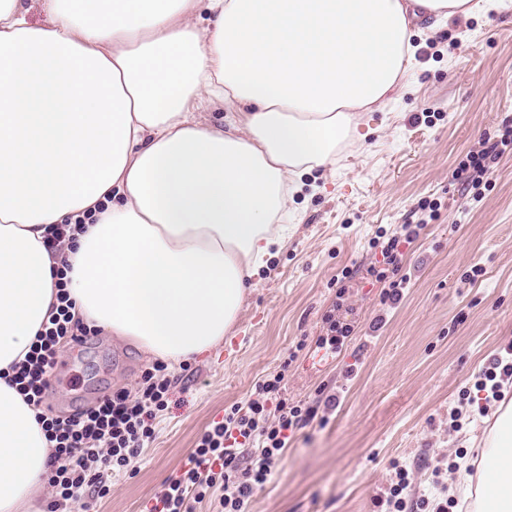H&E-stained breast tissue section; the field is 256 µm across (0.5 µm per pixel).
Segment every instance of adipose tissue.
<instances>
[{
  "label": "adipose tissue",
  "mask_w": 512,
  "mask_h": 512,
  "mask_svg": "<svg viewBox=\"0 0 512 512\" xmlns=\"http://www.w3.org/2000/svg\"><path fill=\"white\" fill-rule=\"evenodd\" d=\"M0 0V512H39L50 444L8 380L68 262L76 315L178 361L231 333L288 238L303 174L336 164L401 89L412 23L472 0ZM211 12V29L194 21ZM230 111L202 126L203 102ZM83 219L62 252L54 224ZM473 512H512V403L480 450Z\"/></svg>",
  "instance_id": "1"
}]
</instances>
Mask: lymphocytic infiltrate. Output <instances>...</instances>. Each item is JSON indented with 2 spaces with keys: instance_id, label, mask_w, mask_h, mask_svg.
<instances>
[{
  "instance_id": "f902f5d3",
  "label": "lymphocytic infiltrate",
  "mask_w": 512,
  "mask_h": 512,
  "mask_svg": "<svg viewBox=\"0 0 512 512\" xmlns=\"http://www.w3.org/2000/svg\"><path fill=\"white\" fill-rule=\"evenodd\" d=\"M512 153V124H504L498 139L468 153L455 177L472 201H480L481 186L492 165ZM422 224H404L382 246L384 269L375 273L387 281L383 297L397 301L406 277L388 279L386 266L396 264L402 245L418 240ZM56 304L37 332L26 359L12 377L26 402L41 407L51 389L61 343L86 341V326L74 318L75 304L67 289L65 269L55 271ZM283 373L258 380L246 405L235 404L199 435L189 466L167 479L149 512H195L197 504L216 499L220 512H250L254 495L268 481L274 462L295 433L312 422L316 407L290 403L281 396ZM137 393L113 392L94 405L66 417L40 415L39 421L54 451L48 484L54 498L47 512L73 507L93 512L96 500L109 495L111 476L126 472L146 444L155 438V425L169 406L171 380L158 361L139 376Z\"/></svg>"
}]
</instances>
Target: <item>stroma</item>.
I'll return each instance as SVG.
<instances>
[{"label": "stroma", "mask_w": 512, "mask_h": 512, "mask_svg": "<svg viewBox=\"0 0 512 512\" xmlns=\"http://www.w3.org/2000/svg\"><path fill=\"white\" fill-rule=\"evenodd\" d=\"M411 44L416 63L402 90L363 115L335 167L302 176L288 240L253 278L231 334L191 359L190 371L170 363L172 403L156 438L130 474L113 478L98 512H144L205 427L279 371L289 402L323 394L336 407L296 434L251 512H379L376 499L401 468L410 482L404 512H431L445 499L448 512H465L456 473L478 466L496 410L512 402V380L498 401H482L475 387L512 344V156L494 167L478 203L454 171L512 121V0L415 31ZM425 200L439 202V217L403 247L409 282L400 301L383 305L384 286L367 273L381 254L368 242L416 223ZM333 309L353 331L327 357L312 346ZM57 361L50 415L116 389L136 392L153 363L102 329L80 348L61 347Z\"/></svg>", "instance_id": "obj_1"}]
</instances>
